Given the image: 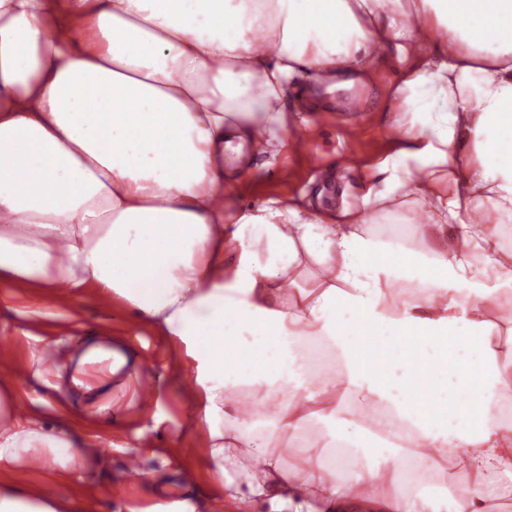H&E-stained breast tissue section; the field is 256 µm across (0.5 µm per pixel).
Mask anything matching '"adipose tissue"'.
<instances>
[{
	"mask_svg": "<svg viewBox=\"0 0 512 512\" xmlns=\"http://www.w3.org/2000/svg\"><path fill=\"white\" fill-rule=\"evenodd\" d=\"M402 63L361 209L224 225V150H273L290 79ZM439 251L368 230L405 200ZM512 0H0V282L87 289L177 338L244 512H494L512 496ZM234 261L225 264L224 252ZM413 286L399 302L397 285ZM248 388L257 407L241 409ZM386 408L413 446L368 423ZM322 427L283 467L281 436ZM0 392V460L68 449ZM453 458L467 494L449 492Z\"/></svg>",
	"mask_w": 512,
	"mask_h": 512,
	"instance_id": "ef3b65f1",
	"label": "adipose tissue"
}]
</instances>
